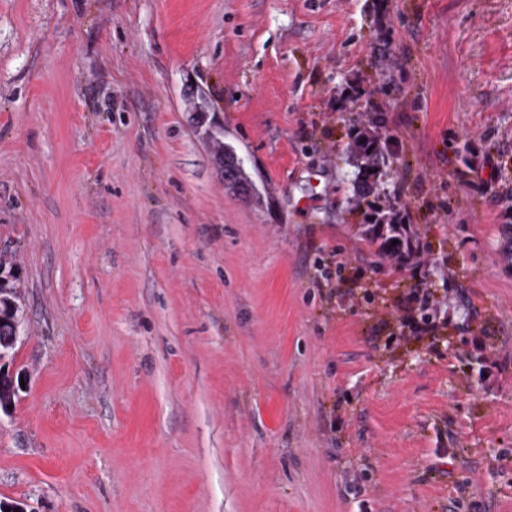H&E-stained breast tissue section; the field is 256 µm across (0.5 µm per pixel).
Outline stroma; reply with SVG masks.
Here are the masks:
<instances>
[{"mask_svg":"<svg viewBox=\"0 0 512 512\" xmlns=\"http://www.w3.org/2000/svg\"><path fill=\"white\" fill-rule=\"evenodd\" d=\"M509 195L512 0H0V500L512 512ZM373 204L411 263L367 243ZM417 286L437 341L389 313ZM350 151L357 161V174L352 182L355 197L374 193L378 187L377 176L387 165L389 153L386 142L370 129L356 130L350 143ZM222 163L224 164V183L245 197L253 196L255 190L246 175L244 160L229 146H224ZM403 221L404 216L395 208H375L364 220L367 226L365 238L369 245L375 246L379 256L395 259L401 264L415 256L409 229ZM393 240H398L395 246H392ZM2 264H0V314L5 318L13 319L19 314V306L16 302V290L13 284V274L9 271L7 275L2 276ZM11 325V333L7 329L9 325H4V331L2 330V325H0V349L2 351H6L7 354L3 355V358L5 359L4 364L0 367V400L1 392L4 394V399L10 400L9 406H12V403L14 401V397L16 396V393L19 389V374L15 377L13 373L10 374L9 371V365L6 363V360H12L13 359V352L15 349V344L20 339V322L18 321H10ZM10 333V335H9ZM2 336H6V339L8 342L14 344V346L8 344L6 339H2ZM4 340V341H3ZM7 366V369L5 370V367ZM14 377V379L11 378Z\"/></svg>","mask_w":512,"mask_h":512,"instance_id":"1","label":"stroma"}]
</instances>
